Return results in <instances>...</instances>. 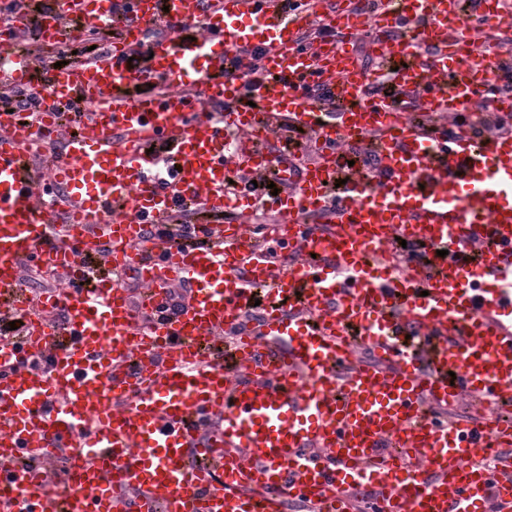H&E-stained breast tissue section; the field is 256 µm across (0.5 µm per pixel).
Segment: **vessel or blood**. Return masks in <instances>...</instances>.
<instances>
[{"label":"vessel or blood","instance_id":"1","mask_svg":"<svg viewBox=\"0 0 512 512\" xmlns=\"http://www.w3.org/2000/svg\"><path fill=\"white\" fill-rule=\"evenodd\" d=\"M296 2L57 0L45 45L78 19L112 26L107 49L42 73L27 55L0 63L38 89L42 118L0 112V316L24 321L0 341V512H348L365 489L378 512H512V421L480 412L512 407V137L452 136L443 120L512 112V46L467 30L512 20L498 0ZM319 14L334 38L299 51ZM370 18L378 75L354 51ZM257 46L263 77L226 73ZM187 82L202 98L178 93ZM299 130L324 148L304 168ZM57 141L40 180L30 146ZM367 144L377 171L342 177L341 147ZM235 168L288 188L264 240L209 223ZM49 186L64 211L41 206ZM182 201L206 243L147 237ZM399 238L420 250L406 276L388 261ZM28 261L70 286L31 306ZM131 268L136 301L116 280ZM172 284L186 289L175 312ZM353 327L376 363L357 360ZM464 398L470 418L430 411ZM60 457L64 481L47 469Z\"/></svg>","mask_w":512,"mask_h":512}]
</instances>
